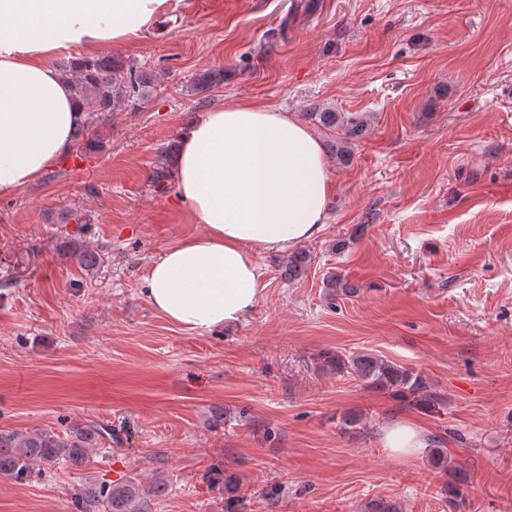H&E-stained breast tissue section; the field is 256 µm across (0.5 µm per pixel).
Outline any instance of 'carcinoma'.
<instances>
[{"mask_svg":"<svg viewBox=\"0 0 512 512\" xmlns=\"http://www.w3.org/2000/svg\"><path fill=\"white\" fill-rule=\"evenodd\" d=\"M63 72L86 112L85 123L77 136V151L83 155L94 149L96 129L111 113L148 99L155 90L150 73L112 56L78 58L63 65ZM197 83L203 90L223 84L224 68L206 71ZM309 116L334 133L329 150L343 161L350 152V137L368 126V119L362 114L322 110ZM175 149L176 144L172 143L161 152L152 176L155 186L168 182ZM307 263L304 252L288 255V278L295 280L301 276ZM318 365L324 371L349 373L366 386L389 391L409 407L430 414L444 410L443 398L430 389L420 373L380 356L365 352L352 355L324 352L319 355ZM103 434V428L94 425H75L64 437L41 429L1 432L0 474L23 483L38 467L52 466L62 460L82 464ZM73 505L74 512H146V490L129 478L95 491L79 492Z\"/></svg>","mask_w":512,"mask_h":512,"instance_id":"obj_1","label":"carcinoma"}]
</instances>
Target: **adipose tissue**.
<instances>
[{
	"instance_id": "ef3b65f1",
	"label": "adipose tissue",
	"mask_w": 512,
	"mask_h": 512,
	"mask_svg": "<svg viewBox=\"0 0 512 512\" xmlns=\"http://www.w3.org/2000/svg\"><path fill=\"white\" fill-rule=\"evenodd\" d=\"M182 0H0V197L67 155L85 114L52 59L73 46L131 42ZM179 199L200 233L167 248L145 278L163 318L200 333L241 320L264 288L257 256L323 231L333 186L319 139L291 114L228 104L185 125Z\"/></svg>"
}]
</instances>
